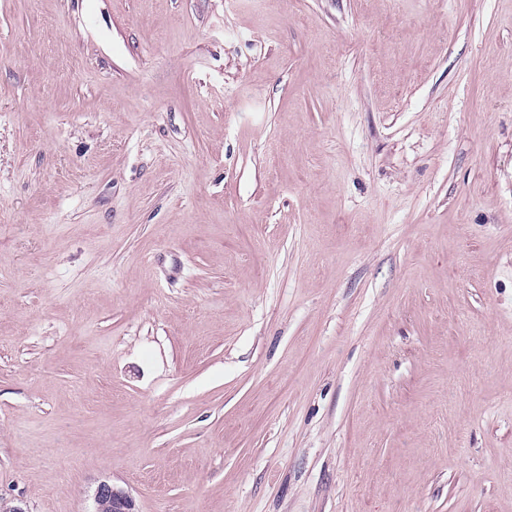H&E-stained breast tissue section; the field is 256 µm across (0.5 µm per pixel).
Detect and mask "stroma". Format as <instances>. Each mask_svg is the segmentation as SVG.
Masks as SVG:
<instances>
[{
  "mask_svg": "<svg viewBox=\"0 0 512 512\" xmlns=\"http://www.w3.org/2000/svg\"><path fill=\"white\" fill-rule=\"evenodd\" d=\"M512 512V0H0V497Z\"/></svg>",
  "mask_w": 512,
  "mask_h": 512,
  "instance_id": "stroma-1",
  "label": "stroma"
}]
</instances>
